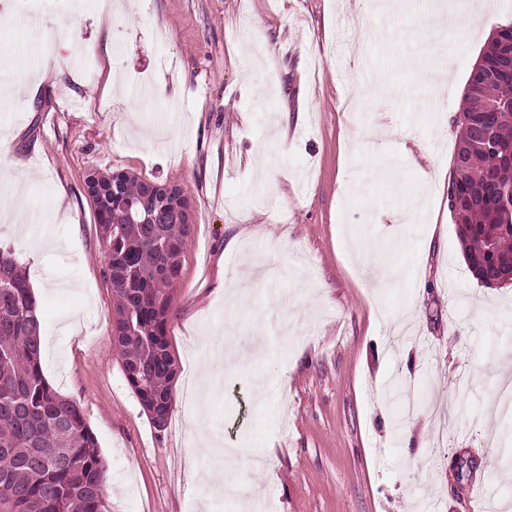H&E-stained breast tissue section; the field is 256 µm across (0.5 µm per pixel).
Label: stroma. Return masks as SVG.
<instances>
[{
  "label": "stroma",
  "instance_id": "obj_1",
  "mask_svg": "<svg viewBox=\"0 0 512 512\" xmlns=\"http://www.w3.org/2000/svg\"><path fill=\"white\" fill-rule=\"evenodd\" d=\"M380 2L356 25L348 0H0V244L40 290L46 378L98 439L103 512H486L491 484L512 499V285L473 277L409 159L370 158L408 135L451 169L490 32L419 61L400 33H427L441 0ZM381 83L382 107L339 110ZM95 170L192 199L161 431L112 349ZM229 340L240 360L195 395Z\"/></svg>",
  "mask_w": 512,
  "mask_h": 512
}]
</instances>
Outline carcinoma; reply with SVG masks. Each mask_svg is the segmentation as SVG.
<instances>
[{
  "label": "carcinoma",
  "instance_id": "cac0c4a2",
  "mask_svg": "<svg viewBox=\"0 0 512 512\" xmlns=\"http://www.w3.org/2000/svg\"><path fill=\"white\" fill-rule=\"evenodd\" d=\"M469 73L455 123L460 128L448 185L450 209L473 275L497 286L512 260V116L488 123V113L512 110V22L500 25ZM125 206L90 196L112 286V347L125 379L154 427L165 428L176 366L167 323L191 215L143 221L138 204L145 180L120 172ZM39 301L15 251L0 247V512H102L105 463L76 401L59 394L41 364Z\"/></svg>",
  "mask_w": 512,
  "mask_h": 512
}]
</instances>
